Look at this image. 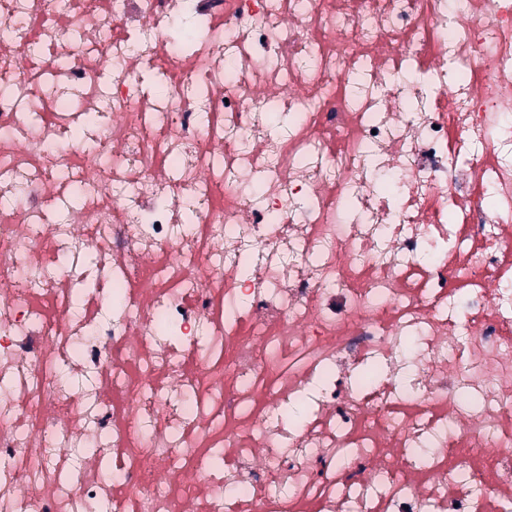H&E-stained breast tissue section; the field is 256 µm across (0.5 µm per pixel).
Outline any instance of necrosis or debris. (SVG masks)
<instances>
[{"instance_id": "4bbe7bcc", "label": "necrosis or debris", "mask_w": 512, "mask_h": 512, "mask_svg": "<svg viewBox=\"0 0 512 512\" xmlns=\"http://www.w3.org/2000/svg\"><path fill=\"white\" fill-rule=\"evenodd\" d=\"M0 512H512V0H0Z\"/></svg>"}]
</instances>
